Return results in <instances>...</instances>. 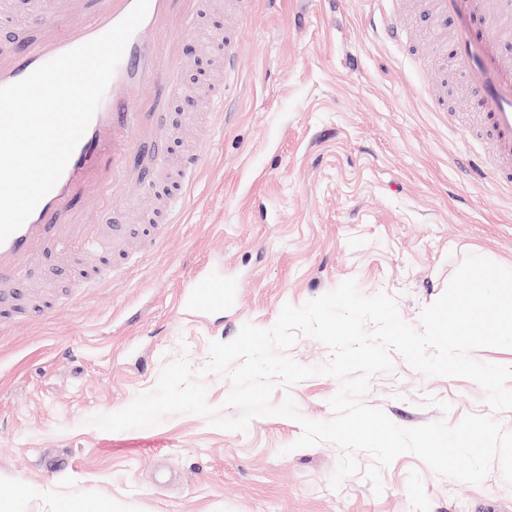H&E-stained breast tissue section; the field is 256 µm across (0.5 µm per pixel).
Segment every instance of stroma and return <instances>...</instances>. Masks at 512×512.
Instances as JSON below:
<instances>
[{
  "mask_svg": "<svg viewBox=\"0 0 512 512\" xmlns=\"http://www.w3.org/2000/svg\"><path fill=\"white\" fill-rule=\"evenodd\" d=\"M371 0H257L240 33V65L225 119L200 110L204 45L223 14L179 27L190 61L162 118L170 164L209 137L208 154L180 223L153 256L124 265L102 288L43 289L50 311L0 334V491L21 488L18 512H59L95 500L99 512H473L494 502L512 512L499 465L482 483L434 473L411 453L381 471L374 494L360 473L330 482L344 455L334 443L294 449L299 421L258 417L247 430L180 414L147 429L105 432L97 414L119 411L187 356L246 324L274 325L284 305L356 280L393 296L419 326L468 255L512 268V193L471 179L447 116L427 111L423 71L437 67L421 38L413 55L374 39ZM220 270L238 285L219 312H183L176 299L195 273ZM336 379L317 375L277 387L302 418L333 419ZM409 428L491 413L467 378L426 377L395 358L364 395Z\"/></svg>",
  "mask_w": 512,
  "mask_h": 512,
  "instance_id": "stroma-1",
  "label": "stroma"
}]
</instances>
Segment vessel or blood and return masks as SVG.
<instances>
[{"mask_svg": "<svg viewBox=\"0 0 512 512\" xmlns=\"http://www.w3.org/2000/svg\"><path fill=\"white\" fill-rule=\"evenodd\" d=\"M216 0H149L148 12L129 39L88 129L77 144L55 187L38 204L22 227L0 243V329L17 319L45 316L46 307L31 290L33 275L47 282L70 278L95 287L112 277L111 262L80 269L70 255L113 253L126 238L129 222L123 203L130 186L142 197L156 194L153 148L162 142L160 115L170 103L172 80L188 56L177 35V24H191L215 7ZM135 0H39L24 24L29 37L0 51V87L18 82L42 64L94 39L119 23ZM255 0H234L229 26L215 35L225 74L239 66L238 34L251 20ZM436 34H449L447 59L451 69L474 95L466 117L453 131L480 141L470 172L489 177L512 190V0H427L424 8ZM375 33L405 46L414 29L400 24L387 7L378 9ZM495 44L486 41L487 30ZM202 153L179 159L178 174L166 198L161 223H171L181 211L185 189L197 171ZM60 262L46 264L48 254ZM223 279L214 273L191 276L179 297L181 308L195 312L223 309Z\"/></svg>", "mask_w": 512, "mask_h": 512, "instance_id": "vessel-or-blood-1", "label": "vessel or blood"}]
</instances>
